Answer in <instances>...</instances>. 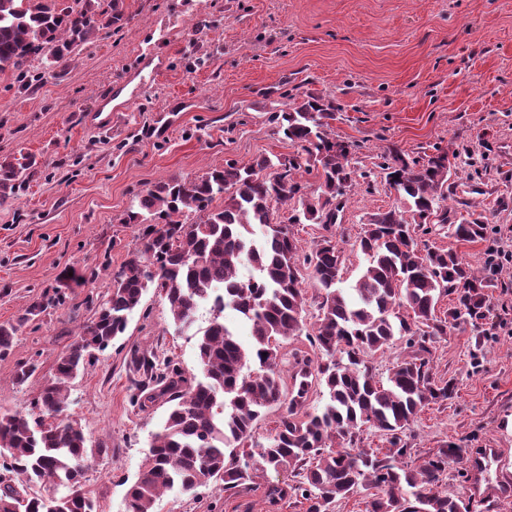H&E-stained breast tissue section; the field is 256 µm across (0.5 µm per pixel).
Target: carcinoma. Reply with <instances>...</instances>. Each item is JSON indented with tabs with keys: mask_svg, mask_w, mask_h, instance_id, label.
<instances>
[{
	"mask_svg": "<svg viewBox=\"0 0 512 512\" xmlns=\"http://www.w3.org/2000/svg\"><path fill=\"white\" fill-rule=\"evenodd\" d=\"M123 17V0L105 6L102 0H0V71L24 78L34 57L51 68L65 65L93 33ZM336 111L333 101L311 97L275 116L278 133L301 147L304 160H226L195 177L158 182L131 204L122 223L139 224L142 232L112 271V288L79 340L56 359L53 377L35 401L48 419L0 413V512H46L48 504L53 512H97L85 472L108 449L87 445L84 428L68 414V390L80 369L125 333L128 316L151 288L166 298L176 326H191L197 303L210 298L212 319L197 345L201 375L188 376L154 353L136 362L142 388H151L140 408L157 400L169 408L127 490L125 512H153L157 498L176 484L194 493L217 483L237 494L269 470H290L300 480L268 486V503L295 497L306 512H329L362 491L364 512H469L443 484L459 449L440 448L414 467L402 458L406 430L419 413L455 391L453 380L436 379L429 345L451 328L468 325L483 333L491 287L456 251L431 247L421 236L433 232V216L459 241L482 240L489 227L480 216L450 223L448 213L438 214L448 198V152L424 163L390 153L380 168L409 216L397 208L369 216L357 239L367 266L353 285L337 287L342 254L333 236L301 256L289 228L321 224L330 230L346 191L357 178H367L351 166L354 144L328 133ZM37 165L30 153L0 163V204ZM302 171L316 173L314 189L299 176ZM274 202L293 203L288 224L275 221ZM255 225L264 228L260 239ZM244 264L255 271L248 282L237 275ZM303 264L318 290L308 335L313 355L292 354L286 364L299 383L287 392L281 348L304 327ZM150 266L156 274L148 273ZM447 293L454 304L441 317L437 304ZM60 301L59 291L45 292L17 321L1 322L0 358L10 353L21 326ZM227 308L250 322V348L224 323ZM398 340L405 341L407 355L392 363L386 379L377 378L366 357ZM315 383L324 386L327 401L302 415ZM271 407L279 411L277 426L258 445L255 423ZM367 430L386 437L389 448L362 447ZM59 486L66 495H54Z\"/></svg>",
	"mask_w": 512,
	"mask_h": 512,
	"instance_id": "cac0c4a2",
	"label": "carcinoma"
}]
</instances>
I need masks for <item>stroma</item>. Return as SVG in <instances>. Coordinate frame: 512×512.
<instances>
[{
    "label": "stroma",
    "instance_id": "1",
    "mask_svg": "<svg viewBox=\"0 0 512 512\" xmlns=\"http://www.w3.org/2000/svg\"><path fill=\"white\" fill-rule=\"evenodd\" d=\"M166 65L158 81L106 133L87 130L83 116L102 89L145 54ZM29 69L44 80L20 87L0 72V161L25 151L41 167L0 207V322L16 321L33 298L60 286L68 268L85 277L63 302L21 326L12 352L0 359V412L29 413L52 377L59 354L73 345L94 306L112 287V269L141 232L122 218L153 184L193 177L233 159L291 155L298 148L276 132L274 115L310 96L334 99L336 139L354 143L352 165L365 177L350 188L332 229L343 252L341 282L350 286L366 266L355 240L374 213L398 206L379 167L395 151L425 159L458 153L449 217L483 214L486 239L462 242L427 235L475 267L490 248L512 249V0H124V19L108 35L76 49L68 66ZM489 336L454 329L432 343L437 377L456 392L427 406L409 430L415 466L430 451L454 446L445 482L471 512H512V494L474 496L466 459L500 449L512 483V265L490 274ZM212 317L197 311L189 328L175 327L169 307L148 292L123 336L70 385V416L88 443L107 448L86 470L98 512H124L136 478L161 429L167 407L140 409L130 370L134 355L153 352L199 374V332ZM38 362L16 385L18 364ZM293 473L268 472L252 491L220 487L164 492L154 512H305L295 499L272 506L270 484Z\"/></svg>",
    "mask_w": 512,
    "mask_h": 512
}]
</instances>
